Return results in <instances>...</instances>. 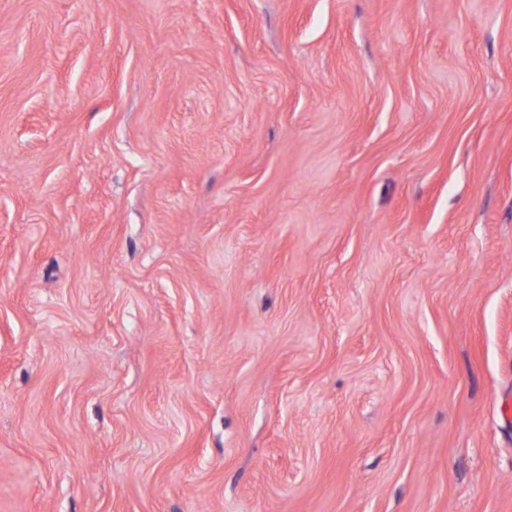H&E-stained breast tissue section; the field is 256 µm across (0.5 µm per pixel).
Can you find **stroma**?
<instances>
[{"instance_id": "35a3bbf8", "label": "stroma", "mask_w": 512, "mask_h": 512, "mask_svg": "<svg viewBox=\"0 0 512 512\" xmlns=\"http://www.w3.org/2000/svg\"><path fill=\"white\" fill-rule=\"evenodd\" d=\"M512 0H0V512H512Z\"/></svg>"}]
</instances>
